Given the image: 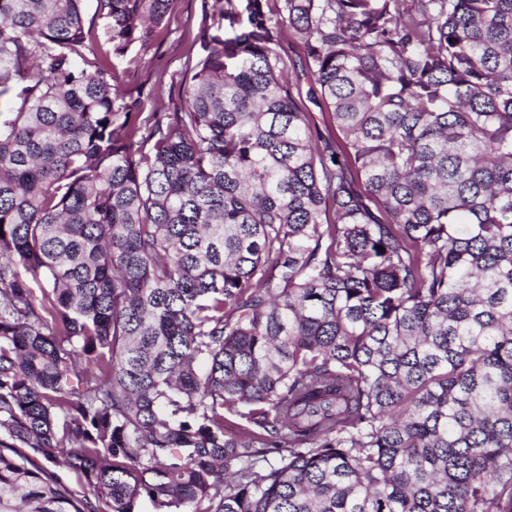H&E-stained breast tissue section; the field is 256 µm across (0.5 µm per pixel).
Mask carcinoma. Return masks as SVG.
<instances>
[{"instance_id":"obj_1","label":"carcinoma","mask_w":512,"mask_h":512,"mask_svg":"<svg viewBox=\"0 0 512 512\" xmlns=\"http://www.w3.org/2000/svg\"><path fill=\"white\" fill-rule=\"evenodd\" d=\"M174 2L0 0V512H512V0ZM211 0H176L168 24L147 50L136 47L124 63L120 80L124 89H139L146 112H173L179 104L177 81L182 77L188 56L200 53L196 37ZM284 49L288 56V69L292 84V91L304 112H310L315 132L322 136L333 133L334 125L331 114L325 107L317 85L308 70L301 67L303 53L301 46L294 40L285 42Z\"/></svg>"}]
</instances>
